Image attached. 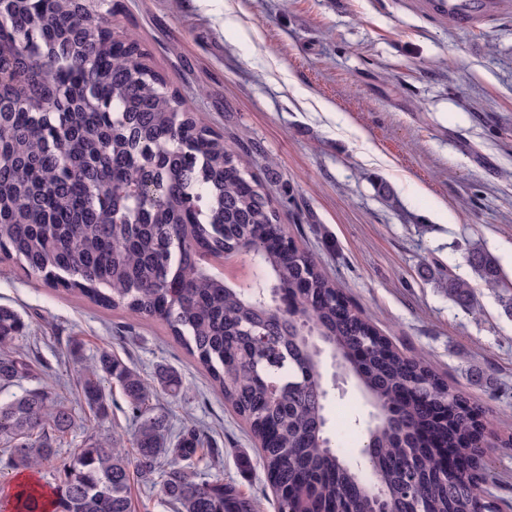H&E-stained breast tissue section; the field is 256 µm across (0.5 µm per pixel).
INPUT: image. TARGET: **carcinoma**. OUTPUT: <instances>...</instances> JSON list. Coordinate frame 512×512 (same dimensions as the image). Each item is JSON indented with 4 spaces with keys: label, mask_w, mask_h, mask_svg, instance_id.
<instances>
[{
    "label": "carcinoma",
    "mask_w": 512,
    "mask_h": 512,
    "mask_svg": "<svg viewBox=\"0 0 512 512\" xmlns=\"http://www.w3.org/2000/svg\"><path fill=\"white\" fill-rule=\"evenodd\" d=\"M0 253L54 288L133 317L164 322L224 401L263 444L279 512H365L370 472L390 512H460L475 502L469 474H443L441 449L482 458L477 413L416 359L396 353L315 259L297 247L256 176L203 118L181 110L171 82L144 63L140 44L109 26L112 0H0ZM259 251L265 279L244 289L209 260ZM466 265L512 317V288L478 246ZM471 310L475 288L438 278ZM28 325L0 305V392L28 376ZM321 347L379 410L400 407L363 436L364 455L328 444ZM81 401L108 414L120 388L135 422L134 453L90 437L54 475L51 512H134L131 481L160 487L172 512H257L252 498L199 467L200 429L172 434L156 387L116 355L68 349ZM162 390L181 379L164 370ZM75 427L53 382L0 400V453L16 470L54 457ZM18 484L14 512H43Z\"/></svg>",
    "instance_id": "1"
}]
</instances>
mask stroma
<instances>
[{
    "instance_id": "obj_1",
    "label": "stroma",
    "mask_w": 512,
    "mask_h": 512,
    "mask_svg": "<svg viewBox=\"0 0 512 512\" xmlns=\"http://www.w3.org/2000/svg\"><path fill=\"white\" fill-rule=\"evenodd\" d=\"M118 2L113 33L136 38L184 111L238 148L296 245L396 350L484 410L481 489L512 512V317L484 286L471 314L427 277L469 274L477 243L512 282V0H487L470 25L429 0ZM0 305L24 318L34 374L63 383L76 417L41 484L88 436L131 443L120 389L102 418L79 401L66 359L76 339L85 358L108 350L148 379L176 372L177 396L158 395L173 431L197 425L214 474L277 512L247 423L162 321L49 287L1 254Z\"/></svg>"
}]
</instances>
